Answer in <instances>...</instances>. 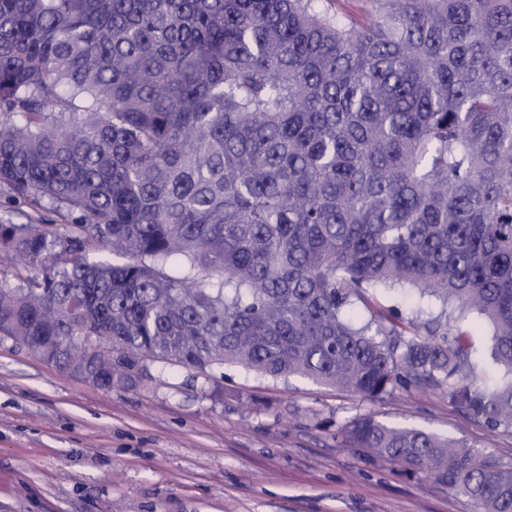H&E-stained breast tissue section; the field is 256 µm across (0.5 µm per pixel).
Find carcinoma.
<instances>
[{
    "instance_id": "cac0c4a2",
    "label": "carcinoma",
    "mask_w": 512,
    "mask_h": 512,
    "mask_svg": "<svg viewBox=\"0 0 512 512\" xmlns=\"http://www.w3.org/2000/svg\"><path fill=\"white\" fill-rule=\"evenodd\" d=\"M330 2L0 0V193L29 208L0 336L99 387L228 365L512 431V0ZM450 309L490 323L501 383ZM338 434L512 512V467L463 441ZM377 304L383 308H396L405 318L420 315L422 319L433 318L441 312L435 300L419 299L414 292L406 290H381L377 292Z\"/></svg>"
}]
</instances>
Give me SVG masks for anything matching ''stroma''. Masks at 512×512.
<instances>
[{
  "instance_id": "stroma-1",
  "label": "stroma",
  "mask_w": 512,
  "mask_h": 512,
  "mask_svg": "<svg viewBox=\"0 0 512 512\" xmlns=\"http://www.w3.org/2000/svg\"><path fill=\"white\" fill-rule=\"evenodd\" d=\"M376 301L407 318L441 311L406 290ZM461 324L478 385L501 382L489 324L474 311ZM363 415L512 466V433L438 390L367 401L302 377L228 367L213 381L177 366L106 390L0 337V512H474L464 495L345 443L338 428Z\"/></svg>"
}]
</instances>
